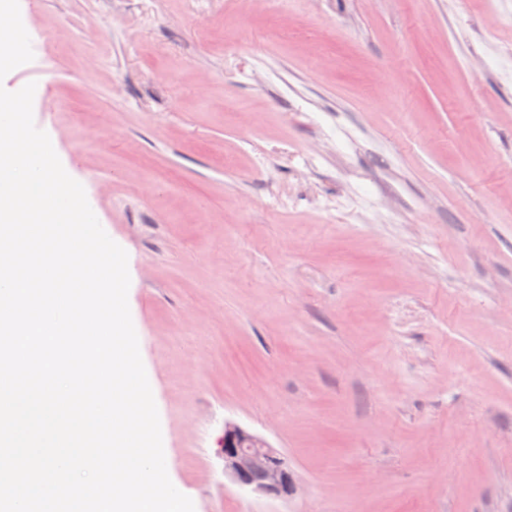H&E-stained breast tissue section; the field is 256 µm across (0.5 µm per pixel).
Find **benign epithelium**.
Returning a JSON list of instances; mask_svg holds the SVG:
<instances>
[{
  "mask_svg": "<svg viewBox=\"0 0 512 512\" xmlns=\"http://www.w3.org/2000/svg\"><path fill=\"white\" fill-rule=\"evenodd\" d=\"M221 448L224 474L238 488L282 501L295 494L297 478L288 458L262 436L229 421L224 423Z\"/></svg>",
  "mask_w": 512,
  "mask_h": 512,
  "instance_id": "7a95c632",
  "label": "benign epithelium"
}]
</instances>
